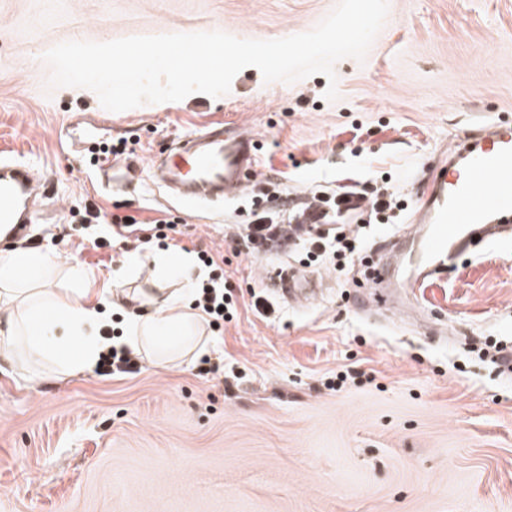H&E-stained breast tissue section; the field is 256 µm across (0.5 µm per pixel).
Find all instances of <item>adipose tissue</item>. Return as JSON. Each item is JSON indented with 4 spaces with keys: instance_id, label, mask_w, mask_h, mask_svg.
<instances>
[{
    "instance_id": "ef3b65f1",
    "label": "adipose tissue",
    "mask_w": 512,
    "mask_h": 512,
    "mask_svg": "<svg viewBox=\"0 0 512 512\" xmlns=\"http://www.w3.org/2000/svg\"><path fill=\"white\" fill-rule=\"evenodd\" d=\"M60 272L62 259L52 250L17 248L0 255L1 356L19 355L70 373L91 369L102 349L96 335L99 303L124 308L141 301L117 283L87 287L75 271L67 273V286L47 287ZM202 323V313L178 295L132 320L125 343L161 361L174 349L197 345Z\"/></svg>"
}]
</instances>
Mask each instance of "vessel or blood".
<instances>
[{
  "label": "vessel or blood",
  "instance_id": "1",
  "mask_svg": "<svg viewBox=\"0 0 512 512\" xmlns=\"http://www.w3.org/2000/svg\"><path fill=\"white\" fill-rule=\"evenodd\" d=\"M259 142L235 124L221 121L185 136L155 157L150 180L185 207L228 201L248 189L257 177ZM105 190L128 188L138 176L135 167L114 172L100 169ZM38 178L27 164L0 160V230L25 233L37 219L33 193ZM412 227L405 238L413 259L411 271L390 280L387 263L374 264L372 286L380 303L397 302L426 280L447 272L477 245L512 239V123L492 120L480 125L467 141L443 148L430 170L426 193L413 206ZM273 288L283 297L307 300L318 284L290 269L274 274Z\"/></svg>",
  "mask_w": 512,
  "mask_h": 512
}]
</instances>
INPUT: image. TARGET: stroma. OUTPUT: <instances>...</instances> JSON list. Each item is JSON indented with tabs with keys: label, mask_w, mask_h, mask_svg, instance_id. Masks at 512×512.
<instances>
[{
	"label": "stroma",
	"mask_w": 512,
	"mask_h": 512,
	"mask_svg": "<svg viewBox=\"0 0 512 512\" xmlns=\"http://www.w3.org/2000/svg\"><path fill=\"white\" fill-rule=\"evenodd\" d=\"M338 0H0V153L50 177L53 195L25 241L61 253L97 284L122 277L157 297L177 279L139 248L96 250L70 228L84 208L171 218L191 252L223 249L237 316L206 328L196 354L139 373L74 375L0 359V512H512V247L461 258L425 282V318L372 316L357 296L366 258L393 252L400 224L366 228L344 269L306 265L276 245L249 251L239 196L186 209L140 184L107 193L87 164L92 128L137 136L134 161L213 121L262 143L258 185L275 210L314 192L391 182L425 189L439 148L483 122H512V0H389L364 60L336 62L339 97L317 74L288 84L241 70L229 93L123 112L88 89L49 88L43 56L71 40L222 31L277 39L314 29ZM317 279L283 301L263 273ZM275 311L256 314L254 295ZM346 375L335 385L337 375Z\"/></svg>",
	"instance_id": "obj_1"
}]
</instances>
